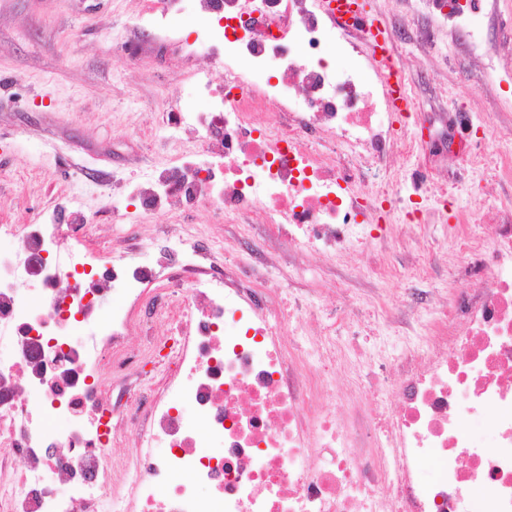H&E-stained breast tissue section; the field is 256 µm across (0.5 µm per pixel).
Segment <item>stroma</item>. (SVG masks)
Segmentation results:
<instances>
[{
  "mask_svg": "<svg viewBox=\"0 0 512 512\" xmlns=\"http://www.w3.org/2000/svg\"><path fill=\"white\" fill-rule=\"evenodd\" d=\"M368 2L382 25L403 31L394 46L414 102L412 153L392 155L385 167L424 196L420 174L428 172L452 197L414 214L413 234L356 251L331 271L350 296L372 292L390 305L415 267H425V286L436 294L461 278L453 266L431 265L430 241L451 251L462 213L491 235L480 203L512 199V179L465 162L487 122L499 132L492 156L512 155V0H481L466 38L421 0ZM145 9V0H0V224L25 223L29 209L49 212L62 202L93 224L88 243L96 248L111 245L115 218L145 239L162 224L187 234L210 222L209 210L183 206L145 221L129 196L133 183L180 157L182 143L149 132L166 102L190 98L205 67L202 51L173 56L162 48L192 40V16L157 33L146 28Z\"/></svg>",
  "mask_w": 512,
  "mask_h": 512,
  "instance_id": "35a3bbf8",
  "label": "stroma"
}]
</instances>
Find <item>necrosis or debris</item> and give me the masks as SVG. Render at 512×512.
Wrapping results in <instances>:
<instances>
[{"mask_svg": "<svg viewBox=\"0 0 512 512\" xmlns=\"http://www.w3.org/2000/svg\"><path fill=\"white\" fill-rule=\"evenodd\" d=\"M192 2L224 83L200 73V108L170 106L191 155L133 200L144 218L208 208L238 258L206 228L184 259L153 238L143 264L89 247L78 211L0 224L23 242L0 250V512H512V202L492 240L455 232L463 282L436 303L410 290L389 367L373 297L323 315L291 300L299 268L259 282L273 260L252 241L259 224L337 263L395 237L412 198L380 164L408 138L381 72L327 0ZM363 308L385 328L371 348L343 337Z\"/></svg>", "mask_w": 512, "mask_h": 512, "instance_id": "obj_1", "label": "necrosis or debris"}]
</instances>
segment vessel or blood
I'll return each mask as SVG.
<instances>
[{
	"instance_id": "obj_1",
	"label": "vessel or blood",
	"mask_w": 512,
	"mask_h": 512,
	"mask_svg": "<svg viewBox=\"0 0 512 512\" xmlns=\"http://www.w3.org/2000/svg\"><path fill=\"white\" fill-rule=\"evenodd\" d=\"M334 3L337 24L369 33L371 37L370 50L385 77L392 109L403 115L408 114L412 108V99L408 95L396 67L394 45L381 36L380 24L370 17L366 10L367 0H334Z\"/></svg>"
}]
</instances>
